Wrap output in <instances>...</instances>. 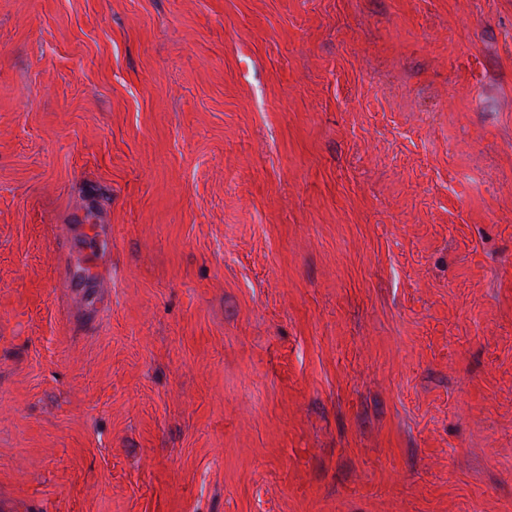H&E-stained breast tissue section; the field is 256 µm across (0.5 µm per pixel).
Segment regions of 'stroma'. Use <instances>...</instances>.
Wrapping results in <instances>:
<instances>
[{"instance_id": "1", "label": "stroma", "mask_w": 512, "mask_h": 512, "mask_svg": "<svg viewBox=\"0 0 512 512\" xmlns=\"http://www.w3.org/2000/svg\"><path fill=\"white\" fill-rule=\"evenodd\" d=\"M0 512H512V0H0Z\"/></svg>"}]
</instances>
